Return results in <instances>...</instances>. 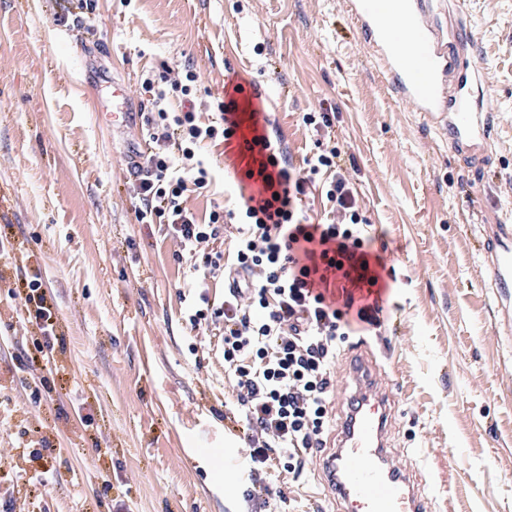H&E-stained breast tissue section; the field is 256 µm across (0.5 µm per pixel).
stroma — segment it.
Instances as JSON below:
<instances>
[{
    "label": "stroma",
    "instance_id": "obj_1",
    "mask_svg": "<svg viewBox=\"0 0 512 512\" xmlns=\"http://www.w3.org/2000/svg\"><path fill=\"white\" fill-rule=\"evenodd\" d=\"M0 0V233L23 244L58 320V373L32 401L19 357L28 346L20 299L0 288V497L51 458L38 494L15 512H250L227 456L244 441L225 419L235 396L221 343L191 328L200 280L155 224L137 223L124 111L160 61L192 62L212 96L257 88L273 133L302 165L334 134L354 161L359 203L382 233L395 277L375 337L378 378L396 411L391 465L426 481L429 512H512V329L475 248L479 227L512 216V0H437L432 21L466 34L500 119L483 165L448 148L437 124L398 101L353 31L343 0ZM126 85L129 99L112 94ZM329 111L330 130L305 125ZM211 183L191 194L198 217L250 192L234 150L205 145ZM83 404L90 426L74 408ZM46 436L31 460L12 455L23 431ZM299 481L269 470L265 512H334L315 456Z\"/></svg>",
    "mask_w": 512,
    "mask_h": 512
}]
</instances>
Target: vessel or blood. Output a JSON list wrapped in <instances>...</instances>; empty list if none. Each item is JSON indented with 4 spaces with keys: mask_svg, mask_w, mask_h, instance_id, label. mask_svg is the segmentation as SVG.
<instances>
[{
    "mask_svg": "<svg viewBox=\"0 0 512 512\" xmlns=\"http://www.w3.org/2000/svg\"><path fill=\"white\" fill-rule=\"evenodd\" d=\"M345 4L395 97L438 123L455 153L482 156L495 124L493 94L468 41H449L431 22V0ZM482 256L484 279L497 302H512V224L485 225ZM346 371L361 404L338 415L320 454L321 480L336 512H428L417 471L387 465L394 401L377 381L368 341L349 346Z\"/></svg>",
    "mask_w": 512,
    "mask_h": 512,
    "instance_id": "1",
    "label": "vessel or blood"
}]
</instances>
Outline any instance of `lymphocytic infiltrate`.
I'll return each mask as SVG.
<instances>
[{
    "instance_id": "1",
    "label": "lymphocytic infiltrate",
    "mask_w": 512,
    "mask_h": 512,
    "mask_svg": "<svg viewBox=\"0 0 512 512\" xmlns=\"http://www.w3.org/2000/svg\"><path fill=\"white\" fill-rule=\"evenodd\" d=\"M140 87L152 108L142 115L148 149L132 181L137 223L161 226L177 246L175 259L190 260L203 278H250L244 293L226 289L189 323L197 328L206 319L220 331L249 448L245 494L261 508L270 493L266 469L280 465L300 480L305 456L326 445L337 342L382 326L384 301L369 291L380 284L385 258L374 248L338 148L315 142L300 167L286 148L264 154L271 120H260L255 109L241 119L239 84L204 101L201 73L189 63L173 68L160 62ZM173 96L181 98V111H168ZM245 127L250 137H241ZM208 142L238 143L258 187L237 208L211 211L202 223L186 200L209 184L200 156ZM317 184L330 205L327 224L309 223L305 214V199ZM228 224L236 225L237 236L224 253L214 245ZM18 285L25 290L32 343L20 369L33 376L53 368L57 319L40 275L20 278Z\"/></svg>"
}]
</instances>
